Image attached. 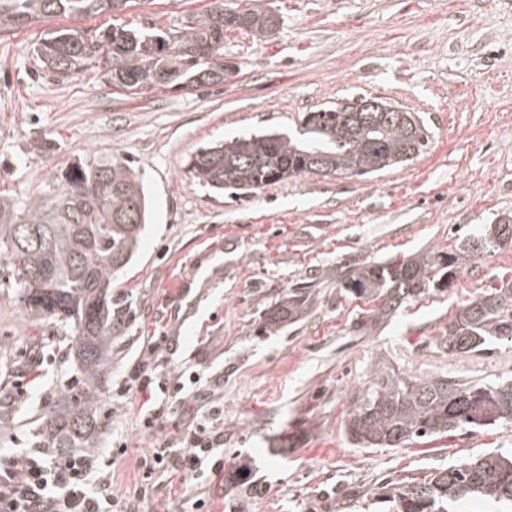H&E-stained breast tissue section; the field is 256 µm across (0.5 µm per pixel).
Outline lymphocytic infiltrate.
<instances>
[{"label":"lymphocytic infiltrate","mask_w":512,"mask_h":512,"mask_svg":"<svg viewBox=\"0 0 512 512\" xmlns=\"http://www.w3.org/2000/svg\"><path fill=\"white\" fill-rule=\"evenodd\" d=\"M128 493L112 490V472L99 452L49 451L43 444L0 455V512H147L158 500L154 477L180 474L184 483L218 478L224 469V433L200 423L180 452L159 448L137 460Z\"/></svg>","instance_id":"1"}]
</instances>
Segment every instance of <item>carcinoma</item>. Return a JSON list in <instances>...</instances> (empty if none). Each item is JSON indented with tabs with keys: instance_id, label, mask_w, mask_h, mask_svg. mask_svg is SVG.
<instances>
[{
	"instance_id": "obj_1",
	"label": "carcinoma",
	"mask_w": 512,
	"mask_h": 512,
	"mask_svg": "<svg viewBox=\"0 0 512 512\" xmlns=\"http://www.w3.org/2000/svg\"><path fill=\"white\" fill-rule=\"evenodd\" d=\"M133 0H0V29L54 16L88 18L131 7ZM272 10H217L191 15L180 32L145 31L127 24L52 30L35 49L38 67L64 77L100 61L106 80L133 92L197 84L196 58L208 48L205 83L231 78L224 67V31L246 29L261 38L276 31ZM331 105L305 113L302 130L218 140L190 158L193 180L215 194L231 188L252 194L303 173L372 175L421 154L430 133L413 112H342ZM149 218L140 173L124 158L103 155L57 170L22 203L0 197V288L26 316L56 328L62 348L76 353L77 380L62 390L40 428L49 448H94L100 433L101 389L112 370V344L126 320L113 307L112 274L134 256ZM512 244V221L489 224L454 252L429 250L401 262H365L343 272L344 295L389 296L394 309L433 288L444 289L475 256ZM460 305L437 344L450 354L512 343V282L501 278ZM313 291L297 287L275 302L263 329L295 324L313 305ZM346 423L355 444L397 448L458 429L512 424V378L460 382L400 375L381 367ZM491 498L512 506V449L497 450L429 473L421 481L390 485L395 512H456L459 502Z\"/></svg>"
}]
</instances>
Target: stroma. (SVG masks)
I'll list each match as a JSON object with an SVG mask.
<instances>
[{"instance_id":"obj_1","label":"stroma","mask_w":512,"mask_h":512,"mask_svg":"<svg viewBox=\"0 0 512 512\" xmlns=\"http://www.w3.org/2000/svg\"><path fill=\"white\" fill-rule=\"evenodd\" d=\"M219 0H136L123 23L171 32ZM273 8L265 38L224 33L235 76L221 85L130 92L101 68L61 77L38 70L48 31L108 27L111 14L52 17L0 30V194L24 200L69 162L114 153L151 191V224L136 257L112 277L129 322L112 347L98 447L128 446L112 467L127 492L137 457L178 448L199 406L224 432V470L183 485L159 476L169 512L207 500L210 512H393L389 484L496 449L512 426L458 430L400 448H364L344 429L376 368L423 378L512 375V343L451 355L437 340L464 301L512 280V246L476 256L454 286L409 298L380 320L344 298L342 270L453 250L512 215V0H230ZM379 97L424 118L426 152L368 177L305 173L236 197L196 185L191 156L208 142L276 127L347 98ZM318 299L296 324L262 332L270 306L302 283ZM0 293V383L28 395L0 412V451L36 440L45 413L76 376L53 344ZM155 381L201 377L198 399L166 405L144 428L141 398L123 392L134 364Z\"/></svg>"}]
</instances>
